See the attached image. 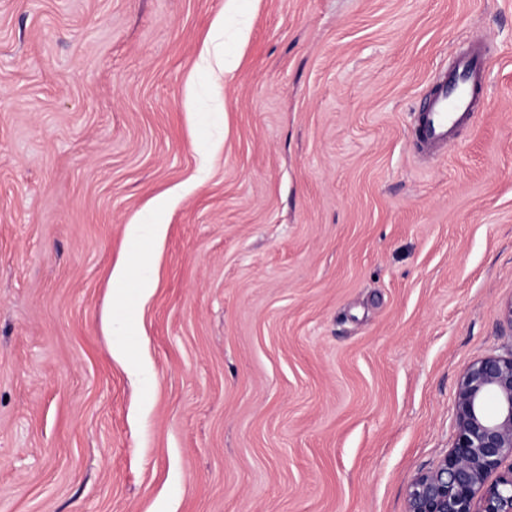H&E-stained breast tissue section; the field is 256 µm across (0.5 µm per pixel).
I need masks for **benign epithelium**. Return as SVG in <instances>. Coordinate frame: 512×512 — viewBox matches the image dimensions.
<instances>
[{"label":"benign epithelium","mask_w":512,"mask_h":512,"mask_svg":"<svg viewBox=\"0 0 512 512\" xmlns=\"http://www.w3.org/2000/svg\"><path fill=\"white\" fill-rule=\"evenodd\" d=\"M453 447L408 486L407 512H512V351L471 362Z\"/></svg>","instance_id":"benign-epithelium-1"}]
</instances>
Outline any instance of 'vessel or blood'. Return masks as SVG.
Listing matches in <instances>:
<instances>
[{
  "label": "vessel or blood",
  "mask_w": 512,
  "mask_h": 512,
  "mask_svg": "<svg viewBox=\"0 0 512 512\" xmlns=\"http://www.w3.org/2000/svg\"><path fill=\"white\" fill-rule=\"evenodd\" d=\"M487 74L485 48L480 43L467 46L451 66L440 70L414 116L417 144L428 150L447 147L478 111Z\"/></svg>",
  "instance_id": "1"
}]
</instances>
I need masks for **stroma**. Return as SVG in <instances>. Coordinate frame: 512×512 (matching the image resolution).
Returning a JSON list of instances; mask_svg holds the SVG:
<instances>
[{
    "mask_svg": "<svg viewBox=\"0 0 512 512\" xmlns=\"http://www.w3.org/2000/svg\"><path fill=\"white\" fill-rule=\"evenodd\" d=\"M226 4L0 0V512H405L512 350V0ZM155 222L144 303L109 278ZM487 74L482 43L470 44L440 70L414 116L416 143L428 150L448 147L485 99Z\"/></svg>",
    "mask_w": 512,
    "mask_h": 512,
    "instance_id": "obj_1",
    "label": "stroma"
}]
</instances>
